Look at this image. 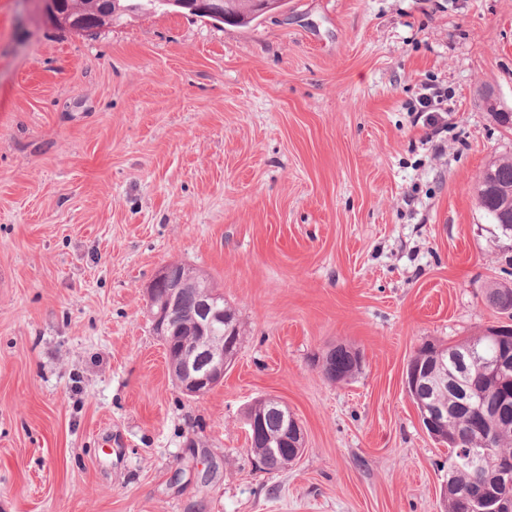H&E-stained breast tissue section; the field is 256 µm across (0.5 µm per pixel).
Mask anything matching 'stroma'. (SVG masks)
Listing matches in <instances>:
<instances>
[{
    "label": "stroma",
    "instance_id": "obj_1",
    "mask_svg": "<svg viewBox=\"0 0 512 512\" xmlns=\"http://www.w3.org/2000/svg\"><path fill=\"white\" fill-rule=\"evenodd\" d=\"M448 96L431 134L418 83ZM512 0H288L240 28L0 0V512H445L448 448L404 385L426 342L502 325L512 236L476 186L512 157ZM207 274L242 341L189 399L145 291ZM358 351L329 381L324 355ZM288 406L298 463L243 415ZM486 300L490 306L499 312L512 317V287L496 286L489 288L486 293ZM336 353V366H337V374L334 370V366L332 365L331 360H327V357L330 358L334 356ZM359 364L353 362L351 359L347 357V355L340 349H336L334 347L331 349L325 356L323 360V371L325 376L328 379H333L334 381H343L351 378L356 372H358ZM251 407L253 410L246 413L244 422L246 425V433L251 445L259 443L262 447L266 446L274 456L280 452L283 448L291 462L297 461L304 453L305 450V438L302 426L297 418L288 407L282 405L280 402L270 399L261 398L256 400ZM272 408L278 411L281 415V426L277 431H269L263 415L256 411L258 408ZM266 448L256 447L254 448L253 456L257 458L259 456L265 457L268 453ZM272 456V465L265 470H279L285 469L289 465V460L281 457ZM259 457V461H256L259 466L265 467L267 462L264 458Z\"/></svg>",
    "mask_w": 512,
    "mask_h": 512
}]
</instances>
